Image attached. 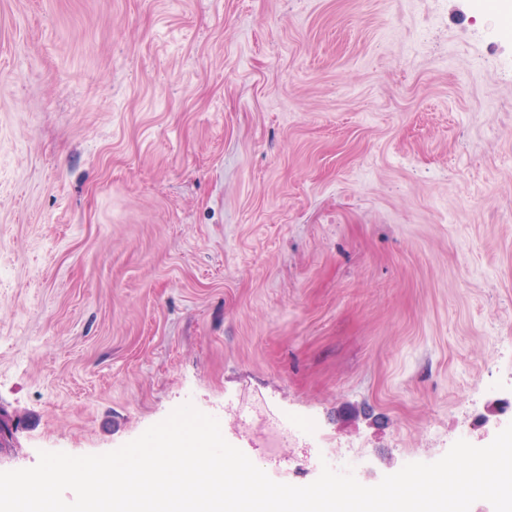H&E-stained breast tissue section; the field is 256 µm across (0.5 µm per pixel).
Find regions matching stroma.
Returning <instances> with one entry per match:
<instances>
[{"label": "stroma", "instance_id": "stroma-1", "mask_svg": "<svg viewBox=\"0 0 512 512\" xmlns=\"http://www.w3.org/2000/svg\"><path fill=\"white\" fill-rule=\"evenodd\" d=\"M187 403L296 486L512 423V0H0V471Z\"/></svg>", "mask_w": 512, "mask_h": 512}]
</instances>
